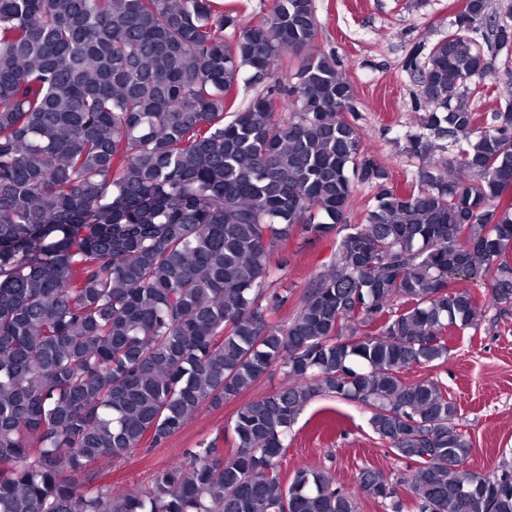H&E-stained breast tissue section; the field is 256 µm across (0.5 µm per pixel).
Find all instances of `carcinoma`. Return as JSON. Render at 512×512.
Segmentation results:
<instances>
[{
  "mask_svg": "<svg viewBox=\"0 0 512 512\" xmlns=\"http://www.w3.org/2000/svg\"><path fill=\"white\" fill-rule=\"evenodd\" d=\"M487 9L466 0L409 63L454 154L409 136L422 165L398 188L349 118L350 81L308 52L314 0L247 27L216 0H0V512H358L361 494L405 512L402 488L415 512H512V462L468 469L442 382L404 377L512 309V102L484 122L468 104L512 45L509 23L478 34ZM244 72L261 89L235 107ZM297 234L339 241L279 324L270 257ZM275 368L288 385L141 492L95 484L100 459L160 447ZM318 395L359 403L406 469L285 480Z\"/></svg>",
  "mask_w": 512,
  "mask_h": 512,
  "instance_id": "obj_1",
  "label": "carcinoma"
}]
</instances>
